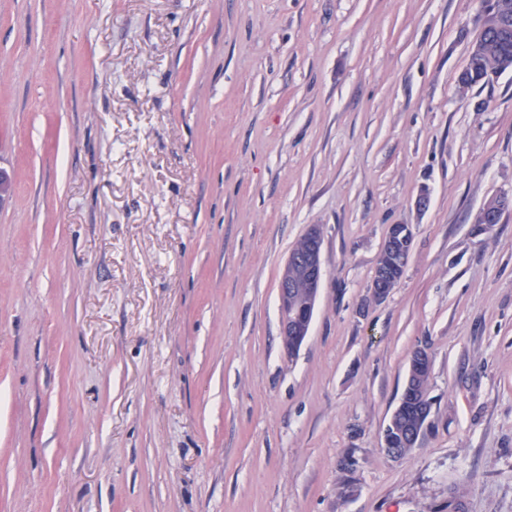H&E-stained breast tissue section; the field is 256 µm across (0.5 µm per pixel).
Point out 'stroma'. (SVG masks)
<instances>
[{
  "mask_svg": "<svg viewBox=\"0 0 512 512\" xmlns=\"http://www.w3.org/2000/svg\"><path fill=\"white\" fill-rule=\"evenodd\" d=\"M480 8L0 0V512H512V208L476 221L512 197V72L459 91ZM303 236L305 237L306 246L303 248L305 242L304 238L301 237L292 251L294 253L302 252L297 256L290 253L278 286L281 311L280 337L284 351L287 354L302 345L309 336L315 305L324 277L321 228L317 225H311ZM296 265L301 270L306 288H308L307 295L306 288H303L301 282H298V287L295 288V297L300 298L306 295V301L301 306L294 304L293 291H291L294 288L291 278ZM294 353L288 354V356ZM412 239L411 225H390L374 271L372 292L375 299L381 300L388 296L392 288H385L384 285L393 281L399 269L404 274V263L410 254ZM430 374L411 376V393L406 397L403 412L398 418L392 421V425L386 428L385 450L394 458H401L410 453L414 448H407L405 441L407 440V430L409 428L420 429L426 422L429 415L421 407L420 399L422 396H427V386ZM391 448H387V441ZM392 448H395L393 450ZM400 454V455H399Z\"/></svg>",
  "mask_w": 512,
  "mask_h": 512,
  "instance_id": "stroma-1",
  "label": "stroma"
}]
</instances>
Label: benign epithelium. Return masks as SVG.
<instances>
[{"mask_svg": "<svg viewBox=\"0 0 512 512\" xmlns=\"http://www.w3.org/2000/svg\"><path fill=\"white\" fill-rule=\"evenodd\" d=\"M304 237L306 246L299 255L289 256L279 281L280 337L284 351L287 353L302 345L309 336L324 277L321 228L317 225L310 226L304 233ZM412 239L411 225H390L374 271L372 292L375 299L382 300L387 297L390 289L386 288L385 284L393 281L398 270L405 269ZM297 268L301 270L308 288L306 301L301 306L294 304L292 291L294 288L292 276Z\"/></svg>", "mask_w": 512, "mask_h": 512, "instance_id": "obj_1", "label": "benign epithelium"}]
</instances>
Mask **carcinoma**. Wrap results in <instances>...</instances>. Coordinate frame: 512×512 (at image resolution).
<instances>
[{
    "label": "carcinoma",
    "mask_w": 512,
    "mask_h": 512,
    "mask_svg": "<svg viewBox=\"0 0 512 512\" xmlns=\"http://www.w3.org/2000/svg\"><path fill=\"white\" fill-rule=\"evenodd\" d=\"M482 11L502 22L479 23L476 46L471 48L468 62L458 76L459 88L470 89L489 83L494 76L512 71V0H482ZM429 376H411V393L406 397L403 412L386 428V439L400 455L408 454L407 430L421 428L428 413L421 407L420 399L427 394Z\"/></svg>",
    "instance_id": "cac0c4a2"
}]
</instances>
